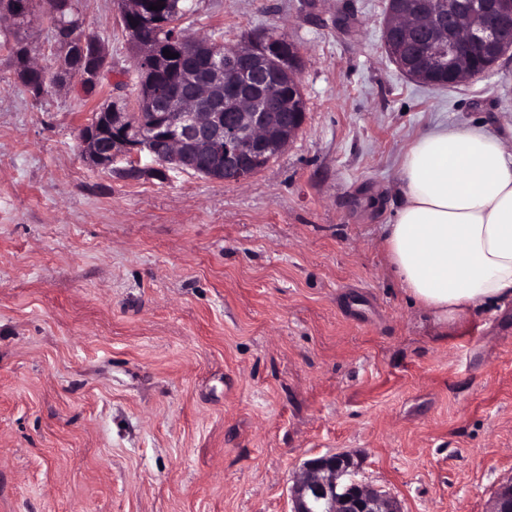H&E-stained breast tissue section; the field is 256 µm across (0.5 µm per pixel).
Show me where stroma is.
I'll list each match as a JSON object with an SVG mask.
<instances>
[{
	"label": "stroma",
	"instance_id": "obj_1",
	"mask_svg": "<svg viewBox=\"0 0 512 512\" xmlns=\"http://www.w3.org/2000/svg\"><path fill=\"white\" fill-rule=\"evenodd\" d=\"M385 4L191 0L185 33L302 55L305 124L243 183L83 160L98 106L138 109L119 0L77 2L109 52L90 93L33 95L0 23V512H289L333 452L402 512H488L512 482V303L441 327L384 249L416 135L512 134V56L419 85ZM20 36L53 70L47 18Z\"/></svg>",
	"mask_w": 512,
	"mask_h": 512
}]
</instances>
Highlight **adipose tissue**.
Masks as SVG:
<instances>
[{
    "label": "adipose tissue",
    "instance_id": "adipose-tissue-1",
    "mask_svg": "<svg viewBox=\"0 0 512 512\" xmlns=\"http://www.w3.org/2000/svg\"><path fill=\"white\" fill-rule=\"evenodd\" d=\"M398 181L384 248L410 303L445 326L512 301V146L440 125L412 140Z\"/></svg>",
    "mask_w": 512,
    "mask_h": 512
}]
</instances>
